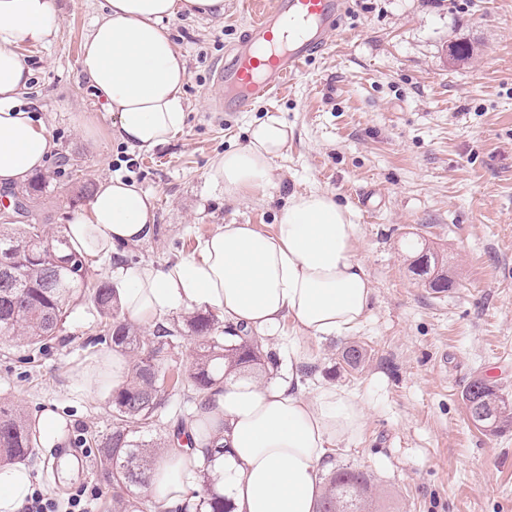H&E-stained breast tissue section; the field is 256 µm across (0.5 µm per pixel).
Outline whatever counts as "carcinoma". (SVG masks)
Listing matches in <instances>:
<instances>
[{
	"label": "carcinoma",
	"mask_w": 512,
	"mask_h": 512,
	"mask_svg": "<svg viewBox=\"0 0 512 512\" xmlns=\"http://www.w3.org/2000/svg\"><path fill=\"white\" fill-rule=\"evenodd\" d=\"M415 280L437 293L453 286L445 265L427 248H421L411 265ZM88 299L107 318L104 339L125 352L132 363L129 382L112 392V431L96 440L100 468L112 487V512H163V506L136 496L134 488L146 482L151 466L163 456L171 441L148 442L159 411L170 394L202 409L211 391L231 374L261 366L262 359L277 364L275 355L264 352V338L248 333L224 335L209 312L192 311L164 328L147 334L118 319L114 290L89 274L81 255L72 250L63 235H49L43 224H17L0 228V336L24 347L43 348L60 331L68 310L79 299ZM194 340L189 365L170 370L172 351L186 338ZM366 349L353 344L342 351V361L359 370ZM477 396L488 418L476 419L480 429L497 435L512 427V399L482 378L474 379L464 400ZM36 439L32 426L19 410L0 403V465L26 461ZM206 455L199 470L209 497L197 503L198 512H233L230 501L211 492ZM371 493L369 476L348 466H339L326 476L325 492L316 512H366Z\"/></svg>",
	"instance_id": "obj_1"
}]
</instances>
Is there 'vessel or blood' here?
<instances>
[{"mask_svg":"<svg viewBox=\"0 0 512 512\" xmlns=\"http://www.w3.org/2000/svg\"><path fill=\"white\" fill-rule=\"evenodd\" d=\"M339 6L340 0H245L252 22L217 70L219 109L246 112L277 97L338 32Z\"/></svg>","mask_w":512,"mask_h":512,"instance_id":"b4317fda","label":"vessel or blood"}]
</instances>
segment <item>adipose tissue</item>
<instances>
[{
  "mask_svg": "<svg viewBox=\"0 0 512 512\" xmlns=\"http://www.w3.org/2000/svg\"><path fill=\"white\" fill-rule=\"evenodd\" d=\"M223 14L224 0H104L83 43L80 71L114 116L112 138L147 153L183 130L188 72L167 22ZM58 26L56 0H0V188L23 187L57 148L23 99L32 72L19 48L49 43ZM287 145L281 119L256 121L246 145L210 162L207 179L228 201L264 192ZM154 211L153 197L135 183L106 178L63 233L97 263L118 245L149 238ZM360 236L353 212L335 194L312 189L289 198L271 231L224 224L177 263L116 267V299L126 320L153 329L168 313L201 307L220 311L227 330L275 338L283 320H291L288 355L300 362L307 340L350 336L371 313ZM128 369L121 352L100 355L81 371L82 388L108 397L125 384ZM365 421L361 397L333 384L305 392L292 376L230 378L188 422L193 447L170 448L151 469L146 490L167 507L203 495L199 468L218 435L224 453L211 465L212 487L232 500L235 512H316L322 462L336 441L360 437ZM32 492L27 468L0 469V512H25Z\"/></svg>",
  "mask_w": 512,
  "mask_h": 512,
  "instance_id": "ef3b65f1",
  "label": "adipose tissue"
}]
</instances>
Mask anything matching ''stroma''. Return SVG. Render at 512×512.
<instances>
[{
  "label": "stroma",
  "mask_w": 512,
  "mask_h": 512,
  "mask_svg": "<svg viewBox=\"0 0 512 512\" xmlns=\"http://www.w3.org/2000/svg\"><path fill=\"white\" fill-rule=\"evenodd\" d=\"M103 0H58L51 43L21 46L32 70L31 108L59 145L41 176V192L13 190L16 221L26 213L63 230L86 206L82 180L113 177L155 199L154 230L94 266L111 281L119 265L165 266L191 253L222 224L271 230L296 192L334 193L360 224L357 255L374 288L372 315L349 337L307 340L309 386L334 384L361 394L366 425L340 441L334 464L369 472L374 512H512V431L482 433L463 394L482 377L512 397V0H345L341 31L272 102L248 112H219L214 71L247 29L242 0H224L222 18L179 17L171 38L187 62L189 113L169 144L144 154L110 137L112 114L79 74V57ZM475 53L450 58L454 44ZM97 130L87 137L79 113ZM275 115L291 132L265 192L228 202L206 178L210 161L244 145L255 120ZM374 191L375 204L361 197ZM443 257L453 288L415 284L412 242ZM105 320L93 304L73 305L56 339L28 353L0 337V401L31 422L62 417L66 447L96 451L112 428L111 402L85 394L79 373L111 352ZM367 350L348 371L343 348ZM54 449L26 460L32 483L58 501L97 489L90 512H112L99 470L52 473Z\"/></svg>",
  "instance_id": "1"
}]
</instances>
